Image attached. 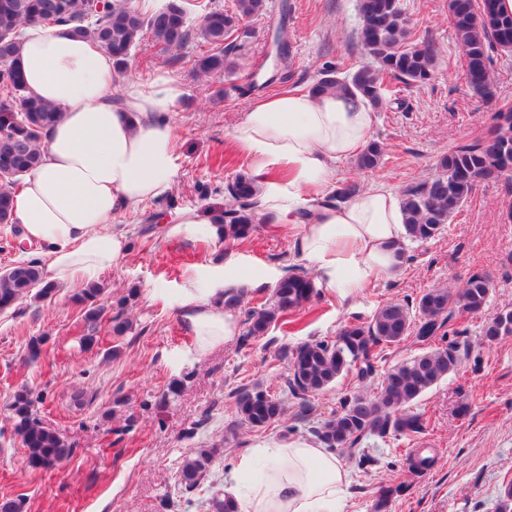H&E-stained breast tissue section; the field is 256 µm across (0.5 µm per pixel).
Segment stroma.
Segmentation results:
<instances>
[{"label":"stroma","instance_id":"obj_1","mask_svg":"<svg viewBox=\"0 0 512 512\" xmlns=\"http://www.w3.org/2000/svg\"><path fill=\"white\" fill-rule=\"evenodd\" d=\"M358 0H267L261 18L250 21L251 44L233 70L198 78L190 59L203 49L194 39L182 54L166 52L144 39L127 71L115 81V94L126 84L147 83L161 74L175 78L185 94L172 115L176 137V177L171 192L119 215L127 232L128 253L99 278L102 302L128 297L131 330L113 336L109 322L96 332L92 349L79 345L87 332L83 312L68 290L51 297H27L0 312V493L24 494L27 512H208L204 495L177 487L185 456L195 448L225 444L209 480L222 486L234 459L268 439L310 437L311 429L331 416L350 378L311 396L310 412L288 398L287 365L282 346L335 336L353 319L369 321L388 301L415 302L426 290H457L474 274L486 275L491 293L484 313L458 319L462 352L457 371L429 390L417 410L430 419L414 438L372 442L378 465L349 462L352 483L343 512H374L380 486L406 484L387 512H496L499 490L512 479V336L493 342L482 336L488 315L512 307V183L480 184L462 211L435 240L406 242L407 261L387 280L343 301L321 290L311 306L296 311L291 324H273L265 336L235 338L208 356H199L182 317L181 295L191 270L197 287L209 285L210 248L173 239L166 221L202 204L224 203L227 186L251 173L246 155L231 142L234 125L254 98L284 88L308 89L325 62L360 63L365 56L357 38ZM411 26L428 35L440 58L437 74L420 85H399L397 98L376 111L371 137L385 148L381 165L359 170L354 159L338 162L332 186L356 181L399 193L435 171L440 156L465 141L484 136L498 104L512 103V56H495L492 68L495 103L470 91L462 49L448 20V0H400ZM293 32L290 43L293 78L271 80L258 65L271 49L280 19ZM259 83L253 95L242 94ZM208 185V201H199L197 185ZM298 228L256 221L249 237L225 243L222 259L241 271L265 278L262 291H248L249 303L270 298L275 283L288 273L310 267L296 248ZM33 336L47 337L48 353L26 358ZM181 393L166 402L170 383ZM260 384L284 398L281 423L262 431L234 426L230 395ZM27 386L45 393L38 417L54 428L74 454L59 467L31 474L6 404ZM428 449L435 465L424 473L411 468L417 449Z\"/></svg>","mask_w":512,"mask_h":512}]
</instances>
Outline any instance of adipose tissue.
<instances>
[{"label":"adipose tissue","instance_id":"1","mask_svg":"<svg viewBox=\"0 0 512 512\" xmlns=\"http://www.w3.org/2000/svg\"><path fill=\"white\" fill-rule=\"evenodd\" d=\"M17 64L30 94L62 118L45 138L42 165L14 195V219L26 240L42 246L50 281L79 288L126 255L127 236L114 227L115 217L171 190L176 142L169 116L183 88L161 75L129 84L114 98L111 55L64 26L23 29ZM374 120L362 97L286 90L253 102L231 133L261 177L263 215L299 227L298 251L317 284L343 299L393 273L395 249L405 239L401 198L383 186L322 203L332 192L334 165L363 150ZM276 163L287 165V181L265 178ZM167 234L203 240L217 250L226 240L208 210L177 213ZM195 281L188 276L181 305L205 355L239 334L236 312L224 305L225 291L261 280L244 279L228 264L207 292H199ZM349 483L348 469L333 451L303 438L271 439L236 458L224 477V496L237 512H336Z\"/></svg>","mask_w":512,"mask_h":512}]
</instances>
